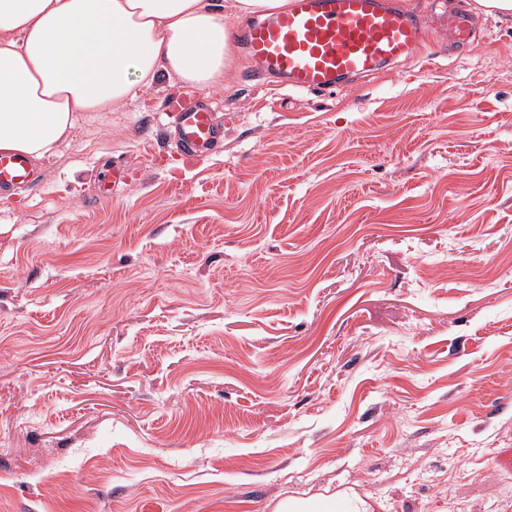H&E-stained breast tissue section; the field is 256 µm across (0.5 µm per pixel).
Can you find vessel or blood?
I'll return each mask as SVG.
<instances>
[{"label":"vessel or blood","instance_id":"1","mask_svg":"<svg viewBox=\"0 0 512 512\" xmlns=\"http://www.w3.org/2000/svg\"><path fill=\"white\" fill-rule=\"evenodd\" d=\"M437 26L469 39L472 14L443 12L425 19L398 0H288L282 11L250 22L238 36L258 76L296 91L330 93L346 77H365L413 57ZM169 110L184 155L206 154L221 143L224 131L209 103L177 96ZM35 179L26 156L0 153L1 192Z\"/></svg>","mask_w":512,"mask_h":512}]
</instances>
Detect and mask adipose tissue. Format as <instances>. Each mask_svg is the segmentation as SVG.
Here are the masks:
<instances>
[{
  "label": "adipose tissue",
  "mask_w": 512,
  "mask_h": 512,
  "mask_svg": "<svg viewBox=\"0 0 512 512\" xmlns=\"http://www.w3.org/2000/svg\"><path fill=\"white\" fill-rule=\"evenodd\" d=\"M221 0H0V152L53 155L80 118L158 76L201 90L236 63ZM273 512H373L368 498L281 499Z\"/></svg>",
  "instance_id": "adipose-tissue-1"
}]
</instances>
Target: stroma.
Instances as JSON below:
<instances>
[{"instance_id":"stroma-1","label":"stroma","mask_w":512,"mask_h":512,"mask_svg":"<svg viewBox=\"0 0 512 512\" xmlns=\"http://www.w3.org/2000/svg\"><path fill=\"white\" fill-rule=\"evenodd\" d=\"M329 95L166 78L0 194V512H512V22ZM126 180L113 184V167ZM177 144L184 155L197 156L213 151L223 140L224 130L216 123L209 103L180 96L170 101ZM336 497L339 510H336ZM368 499L355 492L307 499L286 497L274 506L273 512H373Z\"/></svg>"}]
</instances>
